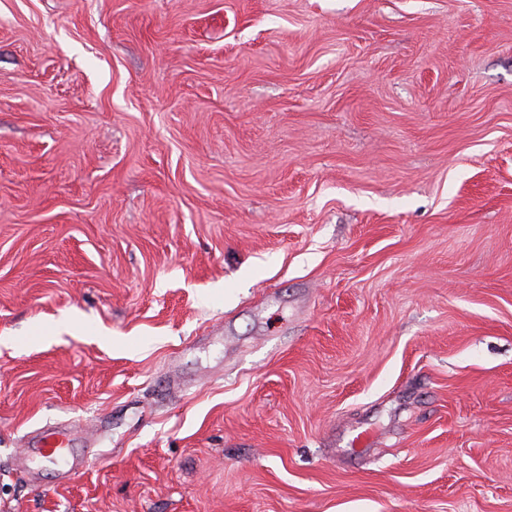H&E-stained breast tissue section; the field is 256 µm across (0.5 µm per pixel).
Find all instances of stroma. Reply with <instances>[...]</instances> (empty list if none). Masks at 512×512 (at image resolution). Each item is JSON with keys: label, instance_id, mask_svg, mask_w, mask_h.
<instances>
[{"label": "stroma", "instance_id": "stroma-1", "mask_svg": "<svg viewBox=\"0 0 512 512\" xmlns=\"http://www.w3.org/2000/svg\"><path fill=\"white\" fill-rule=\"evenodd\" d=\"M0 512H512V0H0Z\"/></svg>", "mask_w": 512, "mask_h": 512}]
</instances>
